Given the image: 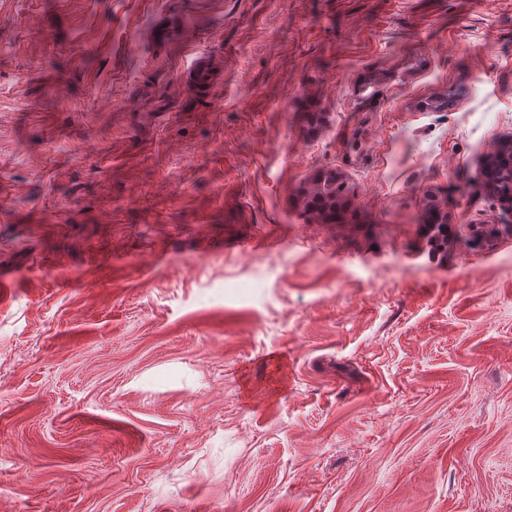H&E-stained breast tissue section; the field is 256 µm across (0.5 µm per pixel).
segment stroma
Listing matches in <instances>:
<instances>
[{"label": "stroma", "mask_w": 512, "mask_h": 512, "mask_svg": "<svg viewBox=\"0 0 512 512\" xmlns=\"http://www.w3.org/2000/svg\"><path fill=\"white\" fill-rule=\"evenodd\" d=\"M511 148L512 0H0V512H512Z\"/></svg>", "instance_id": "35a3bbf8"}]
</instances>
